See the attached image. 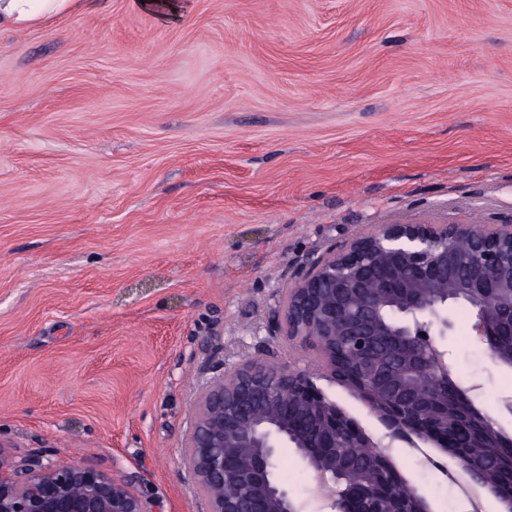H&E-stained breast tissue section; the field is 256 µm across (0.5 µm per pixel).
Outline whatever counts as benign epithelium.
<instances>
[{
    "label": "benign epithelium",
    "mask_w": 512,
    "mask_h": 512,
    "mask_svg": "<svg viewBox=\"0 0 512 512\" xmlns=\"http://www.w3.org/2000/svg\"><path fill=\"white\" fill-rule=\"evenodd\" d=\"M465 240L472 259L458 264L454 244ZM437 287L440 294L428 289ZM373 289L369 304L346 331L348 336H384L412 352L406 383H391L371 360L348 372L331 361L329 374L362 395L369 409L396 436L417 430L427 441L447 446L448 431L465 420L464 402L448 413V396L425 393L420 382L432 369L448 368L423 355L418 342L433 344L432 326L448 329L441 311L463 293L472 302V330L483 344L503 332L493 324L488 299L499 288H512V222L502 224H385L359 236L338 252L310 260L308 271L286 294L285 336L317 347L336 335V295ZM400 312L386 320L382 308ZM322 429L319 450L301 454L312 473L331 493L315 496L331 512H376L378 497L388 489L396 465L385 453L377 460L370 488L337 504L336 474L323 465L347 471L354 459L339 439L348 435L358 448L374 444L371 436L330 401L303 372L265 358L248 360L213 377L196 403L185 442V467L209 512H293L288 491L273 475L278 442L307 448L308 436ZM0 441V512H148L133 488V478L96 470L81 463L60 465L44 455L19 462ZM248 476L258 493L244 499L224 496L226 464ZM393 512H431L427 500L413 490Z\"/></svg>",
    "instance_id": "benign-epithelium-1"
}]
</instances>
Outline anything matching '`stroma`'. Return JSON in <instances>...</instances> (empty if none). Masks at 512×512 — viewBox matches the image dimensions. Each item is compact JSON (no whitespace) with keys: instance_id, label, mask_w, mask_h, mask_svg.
<instances>
[{"instance_id":"1","label":"stroma","mask_w":512,"mask_h":512,"mask_svg":"<svg viewBox=\"0 0 512 512\" xmlns=\"http://www.w3.org/2000/svg\"><path fill=\"white\" fill-rule=\"evenodd\" d=\"M512 219V0H79L0 29V441L206 512L184 437L217 367L305 372L434 512L469 499L284 336L289 283L381 224ZM437 339L512 433V371ZM274 476L318 512L295 449Z\"/></svg>"}]
</instances>
